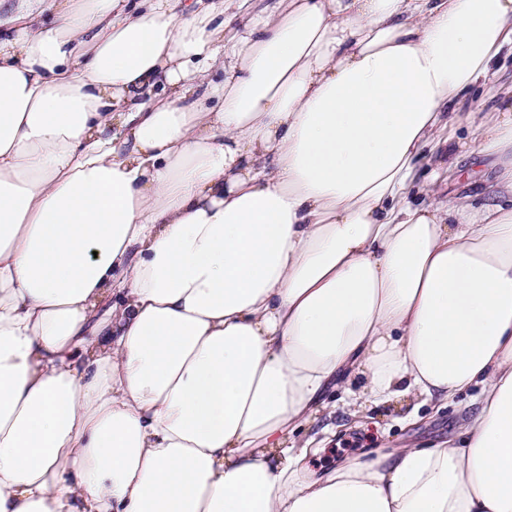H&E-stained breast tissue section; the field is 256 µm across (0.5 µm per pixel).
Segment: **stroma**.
<instances>
[{
    "instance_id": "35a3bbf8",
    "label": "stroma",
    "mask_w": 512,
    "mask_h": 512,
    "mask_svg": "<svg viewBox=\"0 0 512 512\" xmlns=\"http://www.w3.org/2000/svg\"><path fill=\"white\" fill-rule=\"evenodd\" d=\"M456 138L461 147L450 155L451 171L447 180L438 182L441 196L469 197L481 203L495 181L496 168L492 156L480 153L479 145L466 124H459ZM340 392H331L329 408L322 410L305 428V437L324 442L323 451L312 457L310 466L324 471L336 463L363 456L365 452H390L398 448H430L451 439H461L463 403L461 394L454 405L436 408L416 400H395L386 404H367L361 417L354 418L341 405Z\"/></svg>"
}]
</instances>
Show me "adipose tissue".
I'll return each instance as SVG.
<instances>
[{"mask_svg": "<svg viewBox=\"0 0 512 512\" xmlns=\"http://www.w3.org/2000/svg\"><path fill=\"white\" fill-rule=\"evenodd\" d=\"M512 0H0V512H512V165L414 206ZM364 377L363 393L351 390ZM344 389L457 447L319 473Z\"/></svg>", "mask_w": 512, "mask_h": 512, "instance_id": "1", "label": "adipose tissue"}]
</instances>
